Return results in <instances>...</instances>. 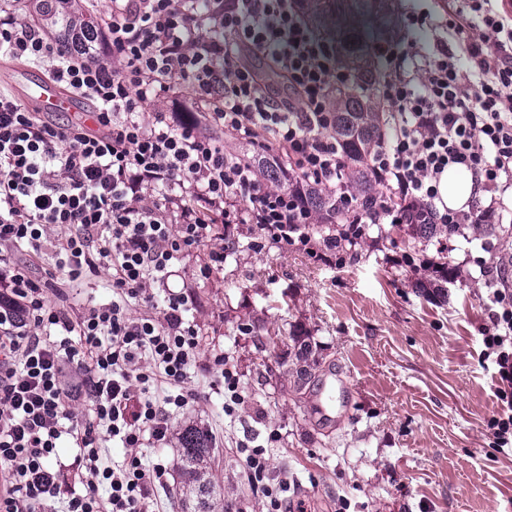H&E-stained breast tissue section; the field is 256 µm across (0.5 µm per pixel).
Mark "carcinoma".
Masks as SVG:
<instances>
[{
    "mask_svg": "<svg viewBox=\"0 0 512 512\" xmlns=\"http://www.w3.org/2000/svg\"><path fill=\"white\" fill-rule=\"evenodd\" d=\"M65 6L61 0H41V10L33 15V22L53 27L61 26L68 40L78 44L98 30V15L88 8L58 12ZM350 0H304L302 11L308 24L321 37L336 43V51L344 80L335 84L330 92L333 111V134L345 158L343 179L351 194L364 205L371 206L381 194L372 177L369 158L378 147L384 132L385 101L380 95L384 74L375 62L370 48L364 44L352 23ZM304 204L316 217L315 229L342 236L341 248L347 253L361 246L356 232L344 223L345 212L334 195L319 189L306 193ZM377 230L376 239L390 237L392 232L403 231L409 243L427 247L441 241L453 231L450 224H392L365 225V230ZM298 345L296 366L290 374L292 392L303 394L315 370L320 367L316 349L300 336H291ZM179 458L177 472L183 495L193 501L192 512H224L221 492L213 479L215 439L204 426L185 424L176 433Z\"/></svg>",
    "mask_w": 512,
    "mask_h": 512,
    "instance_id": "1",
    "label": "carcinoma"
}]
</instances>
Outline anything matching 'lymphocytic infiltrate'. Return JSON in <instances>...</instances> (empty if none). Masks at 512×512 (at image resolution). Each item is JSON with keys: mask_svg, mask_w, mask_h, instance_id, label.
Returning <instances> with one entry per match:
<instances>
[{"mask_svg": "<svg viewBox=\"0 0 512 512\" xmlns=\"http://www.w3.org/2000/svg\"><path fill=\"white\" fill-rule=\"evenodd\" d=\"M20 9L0 0V59L43 67L91 98L95 125L58 122L0 89V251L54 261L40 276L0 268V512H40L57 498L67 512H151L167 469L143 466L137 452L168 444L174 413L202 401L191 371L210 377L225 415L243 401L223 349L206 347L188 317L195 296L170 285L175 264L201 256L195 275L210 280L232 238L218 228L235 224L261 230L254 250L329 259L336 238L315 235L303 204L312 187L337 193L349 223L365 221L329 131L328 93L342 74L296 0H109L96 54L21 20ZM245 51L287 76V97L260 83ZM376 52L389 105L370 161L380 223L411 212L426 224L490 223L512 197V25L453 0L439 56L393 40ZM262 159L280 170L278 187L262 179ZM451 168L479 191L462 208L441 196ZM101 275L111 300L71 318L70 285ZM485 307L483 355L499 376L490 425L502 448L512 445V290L492 289ZM65 438L76 450L69 465ZM108 441L126 451L115 469L104 463ZM269 470L265 449H246L268 512H299Z\"/></svg>", "mask_w": 512, "mask_h": 512, "instance_id": "lymphocytic-infiltrate-1", "label": "lymphocytic infiltrate"}]
</instances>
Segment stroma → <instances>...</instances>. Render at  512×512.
<instances>
[{
  "instance_id": "1",
  "label": "stroma",
  "mask_w": 512,
  "mask_h": 512,
  "mask_svg": "<svg viewBox=\"0 0 512 512\" xmlns=\"http://www.w3.org/2000/svg\"><path fill=\"white\" fill-rule=\"evenodd\" d=\"M420 12L429 25H408V15ZM447 17L448 0H361L355 25L368 44L395 40L434 53ZM44 79L41 67L25 61L0 64V85L24 101L35 100ZM234 234L239 246L219 275L196 281L197 255L178 263L171 279L174 288L193 287L190 319L223 347L242 384L235 418L224 416L214 395L174 419L212 432L224 512H265L237 454L242 442L266 447L272 479L287 480L307 512H336L343 501L349 512H512V451L497 448L488 427L500 402L497 368L483 356L487 280L478 268L512 252V236L448 240V269L463 278L440 296L414 286L435 247L409 248L402 234L365 242L357 259L341 264L276 247L253 250V224L236 225ZM247 324L278 331L282 343L272 353L259 350L243 331ZM295 330L347 384L335 419L317 415L319 387L301 399L290 387ZM141 454L169 471L159 512H183L176 444Z\"/></svg>"
}]
</instances>
